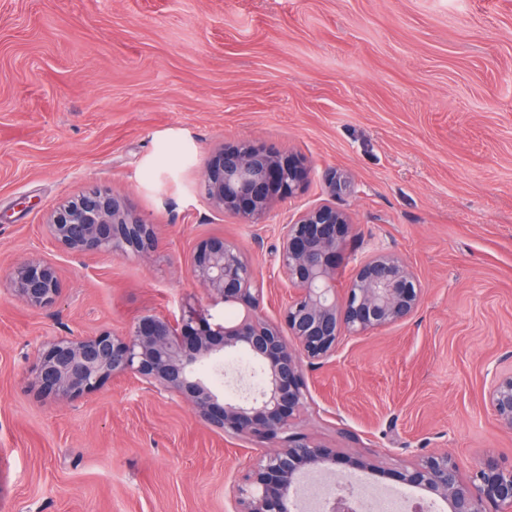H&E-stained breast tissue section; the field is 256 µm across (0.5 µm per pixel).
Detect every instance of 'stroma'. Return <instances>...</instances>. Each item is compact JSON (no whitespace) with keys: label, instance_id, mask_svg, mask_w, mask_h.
<instances>
[{"label":"stroma","instance_id":"35a3bbf8","mask_svg":"<svg viewBox=\"0 0 512 512\" xmlns=\"http://www.w3.org/2000/svg\"><path fill=\"white\" fill-rule=\"evenodd\" d=\"M243 140L310 170L262 224L199 191L211 152ZM94 187L156 225L159 248L57 250L48 213ZM321 201L356 226L342 276L390 252L424 299L306 370L297 431L391 467L511 463L485 391L512 368V0H0V271L39 254L63 280L49 311L0 290V512H236V476L277 441L132 380L56 401L29 370L52 337L206 301L189 269L212 234L253 260L277 317L278 226Z\"/></svg>","mask_w":512,"mask_h":512}]
</instances>
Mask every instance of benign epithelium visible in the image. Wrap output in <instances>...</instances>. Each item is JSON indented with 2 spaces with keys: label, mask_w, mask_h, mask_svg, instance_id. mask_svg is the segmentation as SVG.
I'll list each match as a JSON object with an SVG mask.
<instances>
[{
  "label": "benign epithelium",
  "mask_w": 512,
  "mask_h": 512,
  "mask_svg": "<svg viewBox=\"0 0 512 512\" xmlns=\"http://www.w3.org/2000/svg\"><path fill=\"white\" fill-rule=\"evenodd\" d=\"M304 161L263 146L241 142L211 157L201 184L212 207L263 224L273 191L293 196L302 188ZM353 225L347 212L328 203L298 211L279 225L278 268L289 288L279 320L260 310V281L238 244L212 235L195 246L191 269L208 303L186 302L177 317L150 314L122 332H69L50 338L32 369V385L46 397L74 401L109 381L136 379L143 388L187 399L201 421L226 434L281 440L275 452L248 466L234 488L237 512H294L300 479L339 466L383 474L396 483L449 502L451 512H512V463L485 458L462 475L451 455L421 457L400 469H384L373 457L354 458L311 442L292 431V419L307 396L304 369L336 356L345 336H363L411 319L423 297L413 268L390 253H377L352 271L338 294L346 237ZM49 239L73 260L99 254L138 256L158 245L155 227L144 223L106 188L65 200L49 214ZM6 289L27 306L53 308L62 292L58 266L41 256L9 268ZM238 306L228 322L218 306ZM244 353L260 368V384L241 399L223 398L198 374L205 360L221 371L224 357ZM487 399L499 425L512 431V371H495ZM348 490L333 496L328 512H357Z\"/></svg>",
  "instance_id": "benign-epithelium-1"
}]
</instances>
